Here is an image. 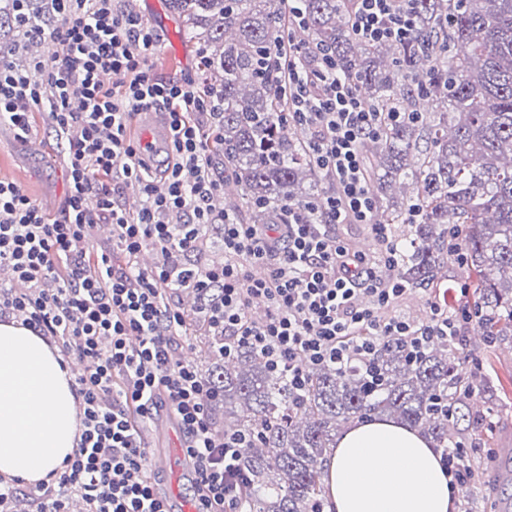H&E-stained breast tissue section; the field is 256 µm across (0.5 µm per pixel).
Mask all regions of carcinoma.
Listing matches in <instances>:
<instances>
[{
    "instance_id": "1",
    "label": "carcinoma",
    "mask_w": 512,
    "mask_h": 512,
    "mask_svg": "<svg viewBox=\"0 0 512 512\" xmlns=\"http://www.w3.org/2000/svg\"><path fill=\"white\" fill-rule=\"evenodd\" d=\"M197 51L200 82L224 103L210 137L224 183L241 190L254 224H284L282 208L315 202L325 175L306 140L281 116L289 110L288 34L283 0H169ZM354 0H305L300 28L312 48L331 52L355 92L376 112H400L362 142L377 224L397 225L403 257L393 277L429 289L448 277L451 228L461 229L462 270L488 347L512 346V0H412L414 27L401 43H370L351 27ZM58 0H0V45L29 50L33 30L59 17ZM215 431L258 434L243 451L251 482L246 512H320L322 467L349 423L393 418L443 451L478 429L474 401L494 393L467 352L445 339L417 360L389 344L377 381L364 370L306 371L298 391L288 376L242 346L230 358L204 337Z\"/></svg>"
}]
</instances>
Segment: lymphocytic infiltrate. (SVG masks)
<instances>
[{
	"label": "lymphocytic infiltrate",
	"mask_w": 512,
	"mask_h": 512,
	"mask_svg": "<svg viewBox=\"0 0 512 512\" xmlns=\"http://www.w3.org/2000/svg\"><path fill=\"white\" fill-rule=\"evenodd\" d=\"M60 3L49 55L33 59L26 73L0 61V121L24 140L32 108H42L64 141L69 179L63 217L54 222L0 181V268L28 286L18 293L0 284V312L83 364L73 383L83 406L77 446L30 494L39 512H69L76 496L88 512H165L147 474L140 422L168 407L197 475V512H241L242 455L251 438L214 433L210 387L179 351L189 320L221 337L225 353L257 350L298 388L309 364L370 371L391 342L413 358L435 339L457 343L470 317L439 301L420 324L396 313L406 288L381 270L397 265L402 249L387 225L372 221L360 144L397 115L365 106L330 53L289 41L286 80L288 122L309 130L311 156L333 189L322 201L289 206L287 223L245 224L212 205L224 188L207 147L224 117L220 101L193 79L156 81L148 57L157 36L116 0ZM412 25L403 0H356L352 29L361 40L401 42ZM107 75L119 80L120 96L106 87ZM142 107L163 111L172 131L157 179L126 135ZM128 186L142 197L133 213L119 200ZM93 224L111 225L114 248L90 266L76 246ZM343 224L370 225L377 250L350 247L337 232ZM212 226L223 235V264L192 262ZM146 248L157 261L142 269L134 260ZM116 250L127 259L120 269ZM185 291L200 298L194 312L176 302ZM257 300L265 312L254 319Z\"/></svg>",
	"instance_id": "1"
}]
</instances>
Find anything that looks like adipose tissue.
<instances>
[{"mask_svg": "<svg viewBox=\"0 0 512 512\" xmlns=\"http://www.w3.org/2000/svg\"><path fill=\"white\" fill-rule=\"evenodd\" d=\"M57 351L20 322L0 323V474L36 483L75 447L78 404ZM325 512H453L440 454L416 430L357 423L324 467Z\"/></svg>", "mask_w": 512, "mask_h": 512, "instance_id": "1", "label": "adipose tissue"}]
</instances>
